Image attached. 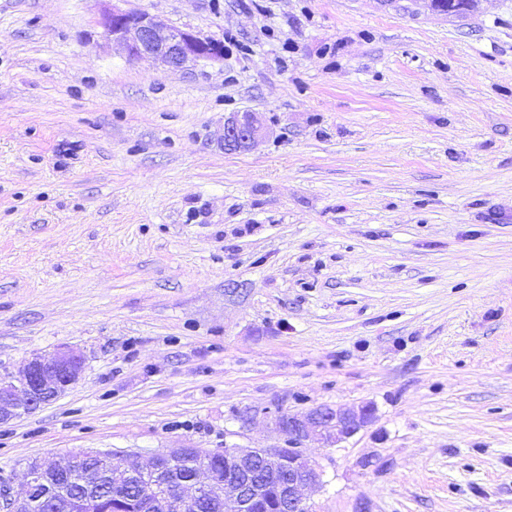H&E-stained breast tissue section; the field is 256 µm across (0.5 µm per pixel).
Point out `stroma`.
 Masks as SVG:
<instances>
[{
    "label": "stroma",
    "mask_w": 512,
    "mask_h": 512,
    "mask_svg": "<svg viewBox=\"0 0 512 512\" xmlns=\"http://www.w3.org/2000/svg\"><path fill=\"white\" fill-rule=\"evenodd\" d=\"M103 7L0 0V364L85 356L0 426V477L368 404L304 445L316 512H512V0H124L225 40L188 71ZM267 135V127L256 112H233L224 121L221 145L227 151H246L259 145Z\"/></svg>",
    "instance_id": "1"
}]
</instances>
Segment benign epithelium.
Wrapping results in <instances>:
<instances>
[{
    "mask_svg": "<svg viewBox=\"0 0 512 512\" xmlns=\"http://www.w3.org/2000/svg\"><path fill=\"white\" fill-rule=\"evenodd\" d=\"M99 25L107 42L119 46L131 60L153 59L172 70H184L201 63L224 59V41L165 24L141 11L116 5L104 9ZM267 127L256 112H233L224 121L221 145L227 151H246L259 145ZM84 356L61 348L50 356L35 355L18 369L0 367V423H7L56 400L75 384L84 368ZM370 406L331 407L317 405L298 416L285 412L274 415L276 429L287 438L282 448H170L143 464L133 452L79 449L62 463L36 459L26 466L25 489L13 492L0 481V512H37L66 496L63 485L47 482L49 474L62 473L70 480L92 488L98 483L91 472L77 474V462L100 460L112 488L122 489L132 478L140 479L137 512H183L201 502H220L224 512H252L273 489L285 512H314L301 496V489L319 485L322 471L303 454L305 442L317 440L338 444L365 427L372 419ZM207 458L224 456V479L202 468L191 477L172 483L171 466L192 454Z\"/></svg>",
    "mask_w": 512,
    "mask_h": 512,
    "instance_id": "obj_1",
    "label": "benign epithelium"
}]
</instances>
